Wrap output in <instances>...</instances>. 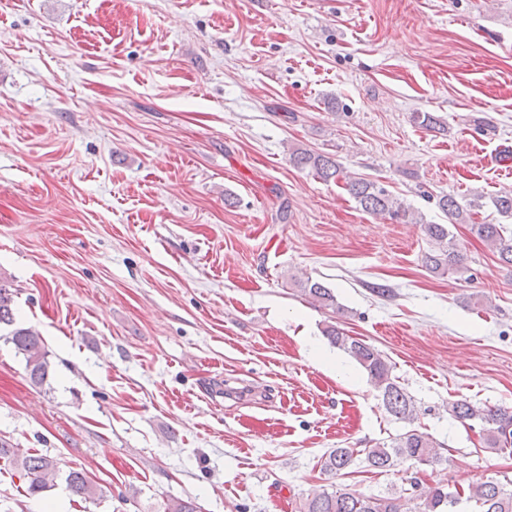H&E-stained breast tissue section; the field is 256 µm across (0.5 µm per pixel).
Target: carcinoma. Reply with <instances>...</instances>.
I'll return each instance as SVG.
<instances>
[{"label":"carcinoma","instance_id":"obj_1","mask_svg":"<svg viewBox=\"0 0 512 512\" xmlns=\"http://www.w3.org/2000/svg\"><path fill=\"white\" fill-rule=\"evenodd\" d=\"M291 161L300 168L312 170L320 179L329 181L340 178V166L331 157L297 149L291 153ZM348 192L362 211L372 215H388L404 222L421 225L425 236L436 245V249L425 256V265L433 273L445 274L463 269L464 255L454 243L449 226L464 224L471 218L470 209L451 195L439 198L437 205L448 218L446 224L428 223L416 218L403 203L377 182L366 178H354L347 182ZM496 213L512 221V192L496 195L490 199ZM474 233L490 247L497 250L500 259L512 263V237L505 238L501 224H474ZM306 292L313 300L333 312H342L331 289L319 282L307 283ZM8 329L7 339L26 361V369L32 384L42 385L48 376V353L42 338L30 328L16 326L14 291L7 282L0 281V329ZM325 334L336 348L351 356L375 386L382 392L386 410L395 418L413 422L417 409L412 397L392 377V366L373 345L346 333L336 324L326 327ZM448 414L457 421L478 420L482 426L485 448L495 453L512 454V410L489 408L479 410L465 399L448 403ZM442 446L429 434L410 429L389 443H380L366 449V467L381 472L389 471L401 462L413 465H430L441 461ZM352 448H334L326 454L321 469L323 472L342 476L349 474L355 464ZM0 459L16 464L29 479L28 490L35 494L55 486L59 467L46 455L19 453V448L0 438ZM66 484L71 495L85 501H96V489L79 470L69 471ZM474 502L477 512H512V489H506L501 481L488 478L472 481L461 488L451 489L437 484L419 503L420 512H452L461 499ZM299 512H403L401 497L392 495H367L353 488L326 489L309 494L300 504Z\"/></svg>","mask_w":512,"mask_h":512}]
</instances>
